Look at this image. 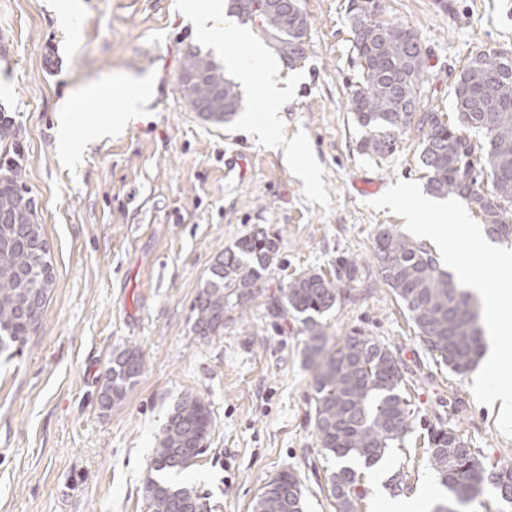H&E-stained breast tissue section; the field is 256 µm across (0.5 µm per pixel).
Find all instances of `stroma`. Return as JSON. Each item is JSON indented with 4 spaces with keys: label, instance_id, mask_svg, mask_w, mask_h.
I'll list each match as a JSON object with an SVG mask.
<instances>
[{
    "label": "stroma",
    "instance_id": "stroma-1",
    "mask_svg": "<svg viewBox=\"0 0 512 512\" xmlns=\"http://www.w3.org/2000/svg\"><path fill=\"white\" fill-rule=\"evenodd\" d=\"M63 0H0V106L21 147L17 167L38 204L54 284L37 329L20 355L0 356V512H147V462L171 408L185 394L210 406L206 452L180 474L211 512H252L262 487L282 470L305 484L306 512H336L326 479L335 458L319 447L310 413L313 371L296 317L279 313V286L307 270L333 276L353 259L356 278L323 318L329 344L362 333L404 364L411 432L387 457L361 468L359 512H377L389 481L403 473L401 498L438 488L426 463L441 403L464 404L458 428L485 465L512 457L499 410L478 403L472 374L436 362L407 312L381 282L378 229L403 230L389 209H372L374 183L426 186L422 133L410 125L390 156L364 154L348 109L357 70L350 64L348 0H300L306 54L280 65L286 90L273 140L247 118L262 114L259 86L242 88L228 122L205 120L178 91L189 51L216 63L260 50L279 52L257 23L218 4L223 25L245 42L201 33L188 0H83L61 20ZM380 20L411 26L425 50L422 110L452 111L455 75L480 50L512 53V0H380ZM149 80L137 118L117 129L121 90ZM71 99L76 159L57 138L58 103ZM103 128L88 140L87 127ZM300 144L296 163L283 143ZM310 168L306 179L302 168ZM277 232L280 253L268 287L250 308L224 316V331L196 335L192 304L225 246L255 228ZM133 345L144 370L124 399L100 410L98 393L113 351Z\"/></svg>",
    "mask_w": 512,
    "mask_h": 512
}]
</instances>
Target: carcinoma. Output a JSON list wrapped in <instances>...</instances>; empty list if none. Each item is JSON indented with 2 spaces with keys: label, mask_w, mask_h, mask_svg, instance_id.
Segmentation results:
<instances>
[{
  "label": "carcinoma",
  "mask_w": 512,
  "mask_h": 512,
  "mask_svg": "<svg viewBox=\"0 0 512 512\" xmlns=\"http://www.w3.org/2000/svg\"><path fill=\"white\" fill-rule=\"evenodd\" d=\"M233 0L232 7L248 16L257 13L262 30L275 42L288 65L304 57L308 22L299 0ZM349 0L353 50L361 68L351 91L350 112L366 129L359 148L383 157L393 154L420 108L425 54L414 29L385 22ZM194 75L180 92L194 112L204 104L217 111L216 122L242 107L234 83L214 59L190 52L182 75ZM453 118L428 111L421 115L420 161L428 175L429 191L454 196L476 211L491 238H512V57L478 51L453 81ZM480 131L488 140L486 152L475 155L467 132ZM28 191L12 167L0 171V354L16 352L39 325L41 315L29 313L28 300L42 281L40 258L50 257L47 241L37 245L26 234L34 221L22 204ZM383 285L404 305L420 338L433 357L462 375L472 370L484 350L479 316L470 296L453 275L440 267L422 244L397 231L377 232L374 247ZM279 239L263 228L224 248L192 306L193 330L209 336L224 328V313L240 309L262 294L265 272L278 259ZM356 263L343 258L336 277L308 271L279 288L281 307L295 315L307 335L306 360L314 370V407L310 421L325 455L340 461L358 458L371 467L409 432L410 404L400 390L403 364L394 352L371 336H348L327 347L322 318L337 302L339 282L352 279ZM144 369L139 350L112 353L98 395L99 407L109 410L123 399ZM461 402L448 400V425L431 433L427 463L448 496L435 512H460L483 486L497 501L512 508V463L491 469L471 448L454 424ZM214 426L203 398L188 394L168 414L148 462L145 499L149 512H198L203 498L172 479L206 452ZM360 474L340 464L327 477V490L336 512H357L365 491ZM305 485L298 473L283 471L269 481L253 504V512H303Z\"/></svg>",
  "instance_id": "1"
}]
</instances>
